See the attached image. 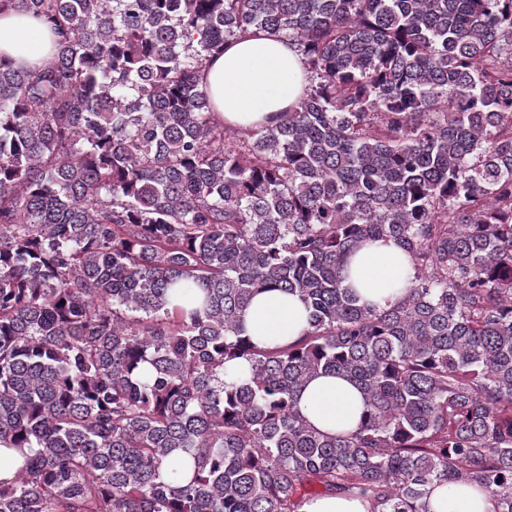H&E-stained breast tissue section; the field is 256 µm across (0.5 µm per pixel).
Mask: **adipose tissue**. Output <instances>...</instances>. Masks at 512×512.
I'll return each mask as SVG.
<instances>
[{"label": "adipose tissue", "instance_id": "obj_1", "mask_svg": "<svg viewBox=\"0 0 512 512\" xmlns=\"http://www.w3.org/2000/svg\"><path fill=\"white\" fill-rule=\"evenodd\" d=\"M56 37L39 19L14 10L0 14V55L15 65L44 69L51 65ZM215 110L226 125H271L295 105L307 83L294 46L280 35L259 34L230 41L205 72ZM413 268L393 241L380 240L360 249L351 266L350 285L361 301L383 305L402 298ZM307 327V311L294 295L267 290L252 301L243 318L247 336L257 344H286ZM300 413L319 430L351 431L364 411L362 393L336 376L309 380L298 396ZM432 512H488L479 489L461 483L435 486Z\"/></svg>", "mask_w": 512, "mask_h": 512}]
</instances>
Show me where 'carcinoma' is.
I'll return each instance as SVG.
<instances>
[{
	"label": "carcinoma",
	"mask_w": 512,
	"mask_h": 512,
	"mask_svg": "<svg viewBox=\"0 0 512 512\" xmlns=\"http://www.w3.org/2000/svg\"><path fill=\"white\" fill-rule=\"evenodd\" d=\"M58 37L0 58V512H302L435 483L512 512V0H0ZM308 85L216 118L211 54L257 32ZM392 240L412 285L346 284ZM266 289L307 329L259 346ZM247 373L224 380L235 367ZM354 383L356 429L297 409ZM348 283L362 302L384 305L402 298L411 286L413 268L392 240H380L354 256ZM243 328L256 344L291 343L307 328V311L297 296L263 291L247 309ZM298 408L319 430L336 434L356 428L364 411V398L342 377L318 376L302 388ZM303 512H367V504L346 495L326 496L305 504Z\"/></svg>",
	"instance_id": "1"
}]
</instances>
